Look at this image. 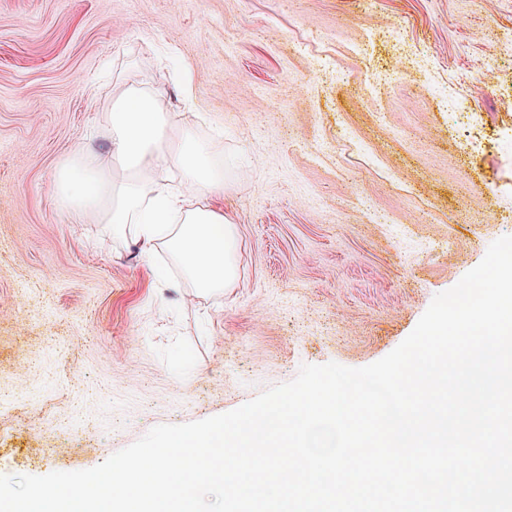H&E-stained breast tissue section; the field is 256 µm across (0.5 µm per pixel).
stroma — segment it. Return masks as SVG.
<instances>
[{"instance_id":"35a3bbf8","label":"stroma","mask_w":512,"mask_h":512,"mask_svg":"<svg viewBox=\"0 0 512 512\" xmlns=\"http://www.w3.org/2000/svg\"><path fill=\"white\" fill-rule=\"evenodd\" d=\"M506 33L512 0H0V475L91 469L301 365L394 350L512 235V67H484ZM318 54L345 79L315 77ZM185 66L240 232L218 295L166 252L156 278L53 199L74 148L110 151L113 88L160 90L177 113L168 73ZM452 88L479 149L448 121Z\"/></svg>"}]
</instances>
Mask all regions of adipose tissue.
<instances>
[{
  "label": "adipose tissue",
  "instance_id": "ef3b65f1",
  "mask_svg": "<svg viewBox=\"0 0 512 512\" xmlns=\"http://www.w3.org/2000/svg\"><path fill=\"white\" fill-rule=\"evenodd\" d=\"M102 121L111 151L77 149L61 163L57 206L83 222L111 225L114 237L137 245L146 266L167 249L199 293L234 287L238 226L212 204L224 192L217 143L197 138L160 93L134 82L113 90ZM161 170L178 172L193 195L160 185Z\"/></svg>",
  "mask_w": 512,
  "mask_h": 512
}]
</instances>
